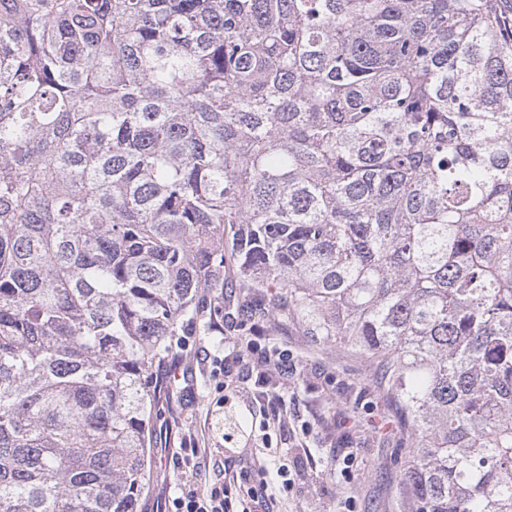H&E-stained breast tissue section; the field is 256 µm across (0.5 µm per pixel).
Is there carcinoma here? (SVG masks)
Returning <instances> with one entry per match:
<instances>
[{"label": "carcinoma", "instance_id": "carcinoma-1", "mask_svg": "<svg viewBox=\"0 0 512 512\" xmlns=\"http://www.w3.org/2000/svg\"><path fill=\"white\" fill-rule=\"evenodd\" d=\"M495 0H0V512H138L224 289L375 366L411 512H512Z\"/></svg>", "mask_w": 512, "mask_h": 512}]
</instances>
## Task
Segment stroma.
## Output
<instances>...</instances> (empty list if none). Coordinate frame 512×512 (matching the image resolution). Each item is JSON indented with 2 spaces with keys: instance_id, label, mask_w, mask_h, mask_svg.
I'll use <instances>...</instances> for the list:
<instances>
[{
  "instance_id": "35a3bbf8",
  "label": "stroma",
  "mask_w": 512,
  "mask_h": 512,
  "mask_svg": "<svg viewBox=\"0 0 512 512\" xmlns=\"http://www.w3.org/2000/svg\"><path fill=\"white\" fill-rule=\"evenodd\" d=\"M184 342L143 512L238 472L267 512H410L398 461L409 440L368 361L270 315L228 316L222 335ZM278 353L287 372L267 363Z\"/></svg>"
}]
</instances>
